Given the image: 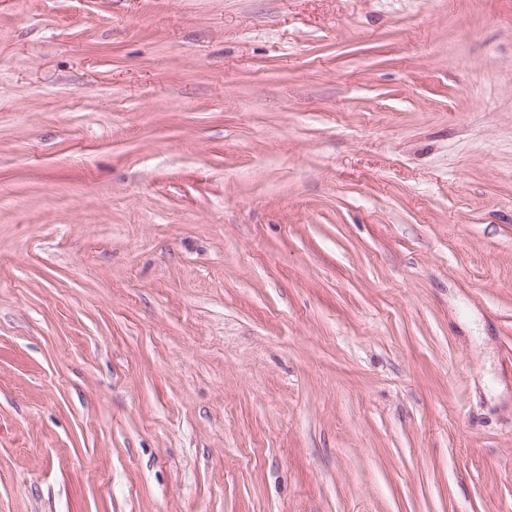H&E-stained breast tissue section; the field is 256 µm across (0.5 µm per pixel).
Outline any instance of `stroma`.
Wrapping results in <instances>:
<instances>
[{
  "label": "stroma",
  "instance_id": "35a3bbf8",
  "mask_svg": "<svg viewBox=\"0 0 512 512\" xmlns=\"http://www.w3.org/2000/svg\"><path fill=\"white\" fill-rule=\"evenodd\" d=\"M0 512H512V0H0Z\"/></svg>",
  "mask_w": 512,
  "mask_h": 512
}]
</instances>
